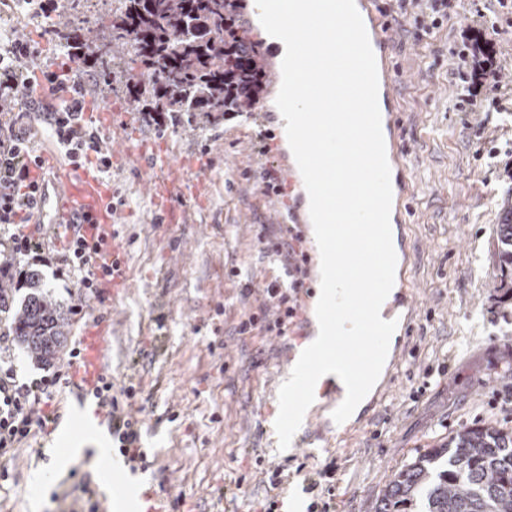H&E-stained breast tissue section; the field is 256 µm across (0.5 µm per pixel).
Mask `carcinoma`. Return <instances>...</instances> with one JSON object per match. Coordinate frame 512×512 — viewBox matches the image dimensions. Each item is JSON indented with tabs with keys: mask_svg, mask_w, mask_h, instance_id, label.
<instances>
[{
	"mask_svg": "<svg viewBox=\"0 0 512 512\" xmlns=\"http://www.w3.org/2000/svg\"><path fill=\"white\" fill-rule=\"evenodd\" d=\"M241 0H112L105 31L65 24L57 39L81 45L110 80L125 78L128 97L164 125L224 120V112L255 105L264 60L241 20ZM498 261L512 272V207L496 227ZM29 293L16 309L0 281L5 333L36 361H51L65 333L64 313L26 275ZM375 512H512V433L492 425L460 431L400 470L376 499Z\"/></svg>",
	"mask_w": 512,
	"mask_h": 512,
	"instance_id": "1",
	"label": "carcinoma"
}]
</instances>
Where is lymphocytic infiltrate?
<instances>
[{
    "mask_svg": "<svg viewBox=\"0 0 512 512\" xmlns=\"http://www.w3.org/2000/svg\"><path fill=\"white\" fill-rule=\"evenodd\" d=\"M448 0H389L382 13L393 21L412 19L417 39L431 37L449 20ZM36 49L30 40L11 28H0V227L9 230L8 244L14 252L42 250L30 224L35 216L36 194L45 182V169L30 138L28 116L40 113L53 140L75 167L97 174L109 173L112 161L100 138L87 123L85 94L91 73L82 55L68 52L65 62L53 68L27 69ZM455 67L456 81L452 108L469 112L477 102V86H484L493 108L512 121V77H505V64L490 52L486 42L463 37L460 46L448 51ZM261 252L280 262L284 273L267 281L262 302L238 321L237 335L261 332L266 336L287 337L300 322L301 294L307 276L298 259L304 252L294 225H285L280 236L258 234ZM63 260L70 271L80 272V285L101 287L112 278L110 256L101 242L87 243L84 236L70 238ZM60 374L29 384L17 383L12 369L0 368V458H11L16 445L33 429H47L55 421L43 412ZM94 394L111 416L112 439L131 470L150 466L146 449L141 448L142 423L132 411L133 387L113 391L110 380L97 385Z\"/></svg>",
    "mask_w": 512,
    "mask_h": 512,
    "instance_id": "f902f5d3",
    "label": "lymphocytic infiltrate"
}]
</instances>
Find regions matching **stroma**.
<instances>
[{"label": "stroma", "mask_w": 512, "mask_h": 512, "mask_svg": "<svg viewBox=\"0 0 512 512\" xmlns=\"http://www.w3.org/2000/svg\"><path fill=\"white\" fill-rule=\"evenodd\" d=\"M28 14L19 7L1 17L35 44V66L55 67L63 46L45 38ZM471 24L465 0H458L434 37L400 36L389 56L402 76L400 145L414 173L401 229L416 310L406 349L382 396L368 395L340 425L334 404L316 399L284 451L274 429L278 384L288 378L287 355L314 336L316 313L306 312L305 323L285 338L235 335L234 325L256 302L240 298L226 270L239 267L258 290L281 274L256 242L260 229L277 231L281 221L259 171L289 165L287 150L259 155L257 121L248 116L158 129L120 88L90 83L89 112L128 113L132 132L163 145L173 167L191 162L184 176L200 188L186 193L173 223L153 203L150 170L113 164L124 288L88 294L66 272L59 240L39 257L14 258L16 298L27 292L26 272L38 270L69 325L49 364L11 340L0 343V365L21 382L67 370L74 344L105 328L103 372L115 387L135 385L133 411L153 463L134 473L116 454L104 466L86 441H108L112 433L97 418L93 394L77 395L68 383L48 405L56 422L33 431L0 477V512H154L161 494L180 499L176 512H259L272 496L279 512H306L312 497L305 481L329 457L343 512H373L394 474L425 450L477 426L512 432V296L503 287L495 234L501 202L512 197V124L486 104L468 114L450 106L448 49ZM491 141L501 154L489 167L480 153ZM442 363L444 375L436 372ZM428 368L434 374L427 379ZM70 447L77 456L59 466ZM259 459L285 466L286 492L262 482Z\"/></svg>", "instance_id": "obj_1"}]
</instances>
